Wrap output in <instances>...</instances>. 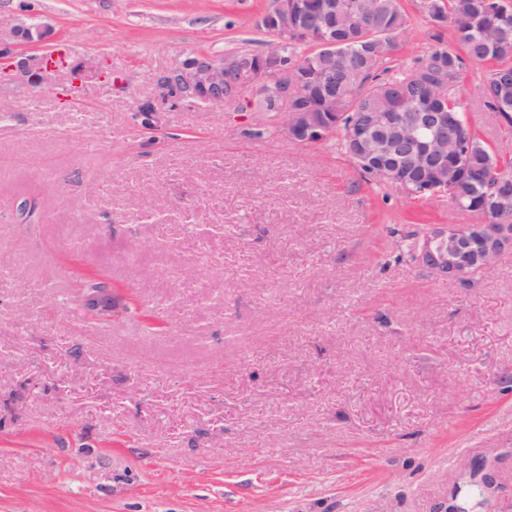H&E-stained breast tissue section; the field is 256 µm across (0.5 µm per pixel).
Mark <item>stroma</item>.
<instances>
[{
  "instance_id": "1",
  "label": "stroma",
  "mask_w": 512,
  "mask_h": 512,
  "mask_svg": "<svg viewBox=\"0 0 512 512\" xmlns=\"http://www.w3.org/2000/svg\"><path fill=\"white\" fill-rule=\"evenodd\" d=\"M275 5L0 0L16 58L45 54L12 33L40 22L112 72L75 110L68 68L0 81V512H512V258L467 286L398 258L401 234L470 216L289 140L251 79L140 123L188 57L268 51ZM403 6L393 76L435 45L423 0ZM488 71L459 91L512 152ZM79 269L133 284L163 332L88 313Z\"/></svg>"
}]
</instances>
